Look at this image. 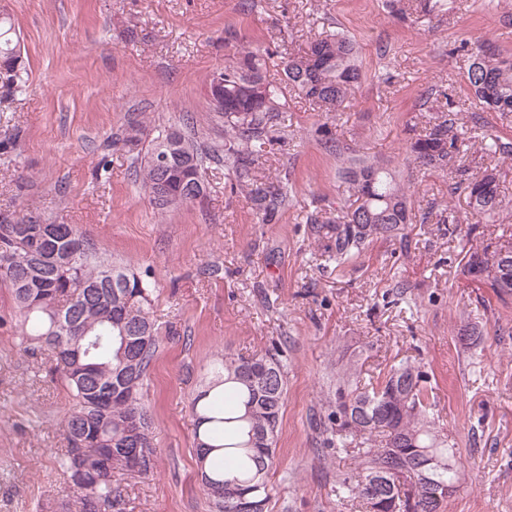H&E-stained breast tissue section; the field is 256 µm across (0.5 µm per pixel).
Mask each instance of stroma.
Wrapping results in <instances>:
<instances>
[{
  "instance_id": "stroma-1",
  "label": "stroma",
  "mask_w": 512,
  "mask_h": 512,
  "mask_svg": "<svg viewBox=\"0 0 512 512\" xmlns=\"http://www.w3.org/2000/svg\"><path fill=\"white\" fill-rule=\"evenodd\" d=\"M443 2L404 23L390 0H0L26 65L23 91L0 88V140L18 138L0 151V218L78 225L99 256L154 286L163 337L143 392L156 463L152 475L115 481L123 512H212L191 401L221 355L274 347L284 351L287 390L268 512H360L336 496L355 460L325 447L313 418L345 365L382 375L403 361L429 373L457 451L460 480L443 512H512V305L463 273L470 246L512 233V213L467 236L465 195L449 194L442 173L414 174L404 150L432 86L447 84L474 107L469 50L489 39L512 54V0ZM228 30L238 45L284 52L340 31L357 50L361 80L339 111L287 94L282 143L263 163L292 189L274 224L225 190L220 161L205 173L203 204L159 211L117 142L140 114L145 139L189 117L201 140L223 143L224 122L207 99ZM323 124L352 154L396 166L415 211L432 207L435 216L344 266L321 257L305 232L308 205L345 196L319 140ZM447 208L459 223H439ZM14 315L0 284V512H44L67 493L55 459L67 446L60 421L72 399L48 357L20 349ZM469 323L481 330L474 345L460 339Z\"/></svg>"
}]
</instances>
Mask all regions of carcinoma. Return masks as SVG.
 Returning <instances> with one entry per match:
<instances>
[{
	"label": "carcinoma",
	"instance_id": "carcinoma-1",
	"mask_svg": "<svg viewBox=\"0 0 512 512\" xmlns=\"http://www.w3.org/2000/svg\"><path fill=\"white\" fill-rule=\"evenodd\" d=\"M15 26L0 17V86L21 91V57ZM275 73H270V70ZM361 78L353 43L343 35L315 38L301 52L284 56L269 48L234 46L224 64V85L210 84L209 108L224 119V148L203 147L186 131L190 122L143 141L145 120L128 119L121 142L136 154V176L151 202L164 210L201 204L207 197V164L224 160L225 188L243 192L263 224H274L288 206V175L268 181L259 175L262 159L280 144L286 90L336 112ZM467 81L475 100L490 112L512 113V55L489 39L471 53ZM443 98L424 127L411 128L405 151L416 169L448 175V193L463 192L476 223L495 224L506 209L498 170L471 165L468 150L478 144L502 161L512 159L504 141L473 116L459 129L461 105L436 85ZM325 149L340 162L338 176L348 199L336 212L314 207L305 218L310 236L328 258L344 264L378 239L397 237L416 214L408 187L384 163L349 156V148L321 126ZM170 157L164 196L155 193L161 178L155 160ZM512 235L506 242L471 248L464 275L489 289L498 302L512 299ZM0 281L14 295L20 320L19 344L27 353L49 352L55 372L68 386L73 405L62 428L69 448L59 457L69 500L62 512H114L120 504L114 474L135 470L148 476L155 446L144 379L159 346L150 316L151 283L129 265L109 264L93 254L75 224H41L31 217L0 221ZM349 366L337 374L336 389L323 405L324 444L360 459L356 474L344 477L337 495L356 496L364 512H441L447 496L440 487L458 481L455 449L430 414L429 374L409 362L375 380L360 379ZM286 395L284 365L277 355L226 354L210 369V381L191 403L196 457L204 491L214 512H235L241 502L252 512H268L280 416ZM224 451V472L205 470L213 450Z\"/></svg>",
	"mask_w": 512,
	"mask_h": 512
}]
</instances>
